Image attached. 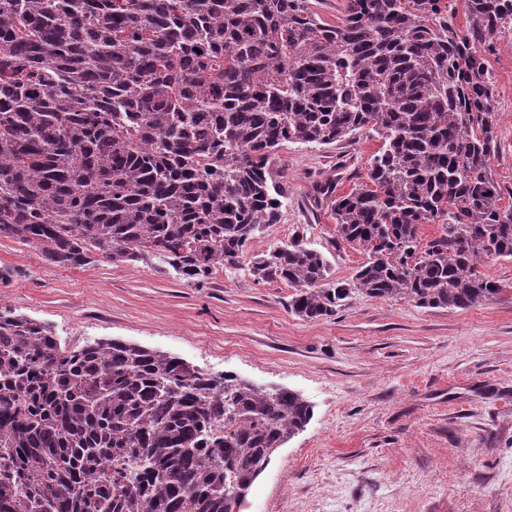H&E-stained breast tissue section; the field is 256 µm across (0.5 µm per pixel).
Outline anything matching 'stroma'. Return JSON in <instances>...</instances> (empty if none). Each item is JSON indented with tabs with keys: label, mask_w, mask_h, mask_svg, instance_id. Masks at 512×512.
Instances as JSON below:
<instances>
[{
	"label": "stroma",
	"mask_w": 512,
	"mask_h": 512,
	"mask_svg": "<svg viewBox=\"0 0 512 512\" xmlns=\"http://www.w3.org/2000/svg\"><path fill=\"white\" fill-rule=\"evenodd\" d=\"M498 184L512 190V23L488 57ZM376 138L287 143L274 168L286 191L280 223L247 243L246 262L205 283L178 279L156 258L80 268L47 261L0 236V299L53 326L68 348L121 339L301 394L308 425L279 448L242 512H512V260L480 262L504 288L465 311L351 295L337 314L307 320L288 308L287 283L254 281L247 262L303 237L332 280H352L365 256L339 241L330 205L367 180Z\"/></svg>",
	"instance_id": "stroma-1"
}]
</instances>
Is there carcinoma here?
<instances>
[{
    "label": "carcinoma",
    "mask_w": 512,
    "mask_h": 512,
    "mask_svg": "<svg viewBox=\"0 0 512 512\" xmlns=\"http://www.w3.org/2000/svg\"><path fill=\"white\" fill-rule=\"evenodd\" d=\"M0 0V236L64 267L96 252L166 259L202 283L280 223L285 143L381 140L331 202L366 260L327 281L297 238L256 256L305 319L353 294L467 310L504 292L476 270L512 259V191L485 53L512 0ZM441 226L425 241L421 227ZM313 407L287 388L120 339L67 349L0 308V512H240Z\"/></svg>",
    "instance_id": "1"
}]
</instances>
